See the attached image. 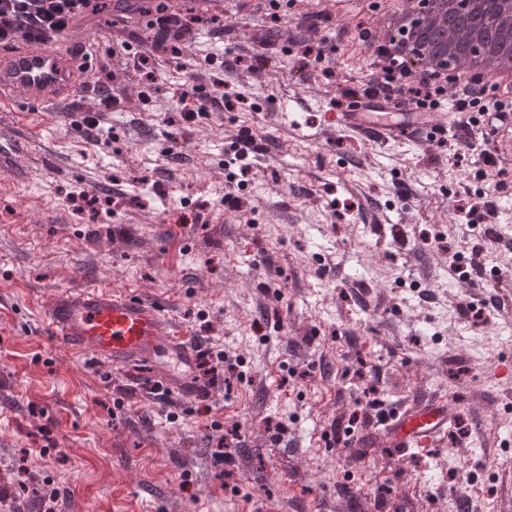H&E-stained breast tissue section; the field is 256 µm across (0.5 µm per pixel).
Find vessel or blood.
I'll return each mask as SVG.
<instances>
[{
    "mask_svg": "<svg viewBox=\"0 0 512 512\" xmlns=\"http://www.w3.org/2000/svg\"><path fill=\"white\" fill-rule=\"evenodd\" d=\"M100 47L95 36L72 49L68 36L51 46L35 45L0 59V112L63 110L74 90L87 85L96 68ZM498 96L509 108L503 119H482L490 131L492 157L512 163V88ZM339 130L374 145L421 141L433 146L448 135L451 118L445 104L421 108L378 84L359 91L348 107L335 115ZM55 336L72 349L114 367L148 361L162 371L189 372L193 350L186 332L176 326L169 309L146 300L133 289L87 286L58 294L48 308ZM460 414L450 398L435 397L386 413L381 436L397 451L424 452L447 439Z\"/></svg>",
    "mask_w": 512,
    "mask_h": 512,
    "instance_id": "obj_1",
    "label": "vessel or blood"
}]
</instances>
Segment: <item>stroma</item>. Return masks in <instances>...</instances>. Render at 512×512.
Returning a JSON list of instances; mask_svg holds the SVG:
<instances>
[{
  "mask_svg": "<svg viewBox=\"0 0 512 512\" xmlns=\"http://www.w3.org/2000/svg\"><path fill=\"white\" fill-rule=\"evenodd\" d=\"M223 2L178 0L208 20L203 73L152 52L138 20L84 15L70 41L98 35L123 97L99 114L97 141L79 98L63 112H0V487L26 512H43L39 491L58 492L60 512H454L460 483L472 512H512V316L459 312L512 270V248L469 234L467 214L449 209L466 180L499 202L481 224L512 238V192L500 188L512 170L480 177V137L425 151L337 130L339 87H362L373 69L359 34L377 10L322 17L320 0H297L276 18ZM317 37L323 64L304 53ZM116 40L151 51V74L112 57ZM257 52L276 54L277 78L239 66ZM222 78L235 109L186 119L175 92L218 97ZM302 92L317 105L289 110ZM241 131L271 150L249 156L254 177L230 210L227 137ZM81 191L94 207L71 200ZM476 242L482 272L465 290ZM89 283L165 304L239 375L206 401L154 403L147 363L99 367L52 336L46 305ZM125 384L136 393L114 406ZM444 395L461 406L458 426L426 453L329 443ZM236 426L234 463L219 465Z\"/></svg>",
  "mask_w": 512,
  "mask_h": 512,
  "instance_id": "stroma-1",
  "label": "stroma"
}]
</instances>
